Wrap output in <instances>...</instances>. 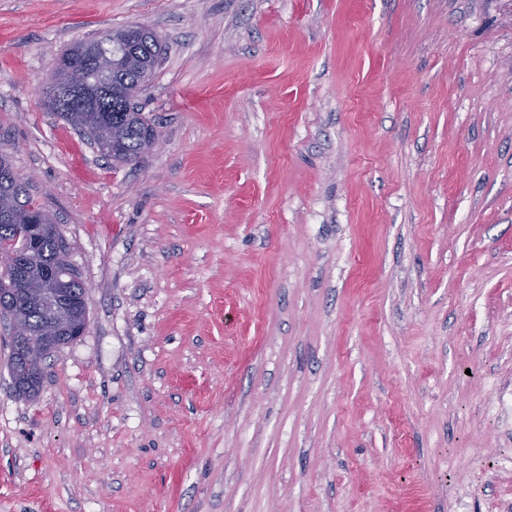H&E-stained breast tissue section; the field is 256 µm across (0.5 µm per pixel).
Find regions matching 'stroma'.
Here are the masks:
<instances>
[{"instance_id":"35a3bbf8","label":"stroma","mask_w":512,"mask_h":512,"mask_svg":"<svg viewBox=\"0 0 512 512\" xmlns=\"http://www.w3.org/2000/svg\"><path fill=\"white\" fill-rule=\"evenodd\" d=\"M131 24L116 167L41 91ZM1 154L89 295L0 512H512V0H0ZM121 30L99 33L98 36L88 38L96 39L100 42L99 53H107L117 56L137 53L138 66L129 69H118L112 79V101L103 100L100 107L103 110H109L112 102V112H90L92 122L86 129H81L84 136L91 140L95 145L98 138L104 134L112 133V128L121 130L123 133V142L120 147L124 154L130 158V163L138 162L144 151L146 136L150 131H155L150 121L141 112H128V100L123 97V91L129 87L138 88L140 95L145 87H142L152 76L154 68L162 55V45L156 38L154 32L150 29L142 32L139 40L134 44L123 40L111 41V33H119Z\"/></svg>"}]
</instances>
